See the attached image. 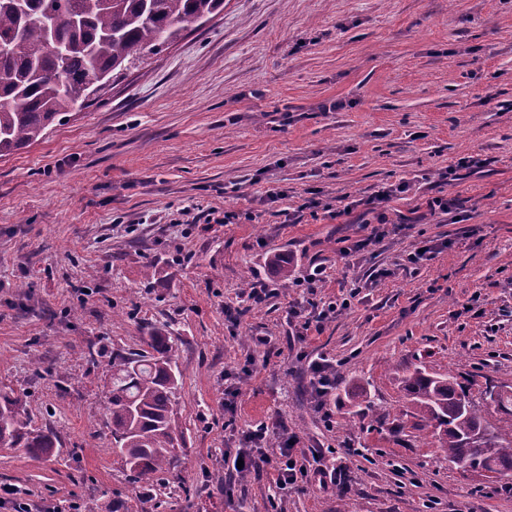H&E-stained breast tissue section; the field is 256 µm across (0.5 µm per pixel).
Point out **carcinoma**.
<instances>
[{
	"label": "carcinoma",
	"instance_id": "cac0c4a2",
	"mask_svg": "<svg viewBox=\"0 0 512 512\" xmlns=\"http://www.w3.org/2000/svg\"><path fill=\"white\" fill-rule=\"evenodd\" d=\"M223 10L224 0H0V157L43 139L83 107L75 84L118 76L144 51ZM178 352L172 337L154 330L143 348L114 353L107 363L112 454L137 483H162L176 467ZM404 389L445 459L465 470L491 465L512 478V389L484 397L494 420L451 375L417 369ZM56 443L52 431L23 416L13 392L0 390V448L22 447L41 459Z\"/></svg>",
	"mask_w": 512,
	"mask_h": 512
}]
</instances>
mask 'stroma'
Returning <instances> with one entry per match:
<instances>
[{
	"label": "stroma",
	"instance_id": "stroma-1",
	"mask_svg": "<svg viewBox=\"0 0 512 512\" xmlns=\"http://www.w3.org/2000/svg\"><path fill=\"white\" fill-rule=\"evenodd\" d=\"M470 156L485 167L458 168ZM435 196L448 214L429 209ZM226 211L241 221L213 222ZM384 221L399 232L370 241ZM321 263L316 299L350 305L303 337L288 307L308 294L293 281ZM256 279L278 296L234 321ZM154 327L180 348L172 428L185 445L180 479L150 487L112 454L108 378L89 353L141 348ZM321 357L338 374L330 429L309 386ZM417 368L469 380L478 402L486 382L512 387V0H224L0 159V389L60 450H0V486L24 500L512 512L502 485L413 429L403 381ZM276 417L299 452L346 466V489L283 497L269 471L228 476L243 431Z\"/></svg>",
	"mask_w": 512,
	"mask_h": 512
}]
</instances>
